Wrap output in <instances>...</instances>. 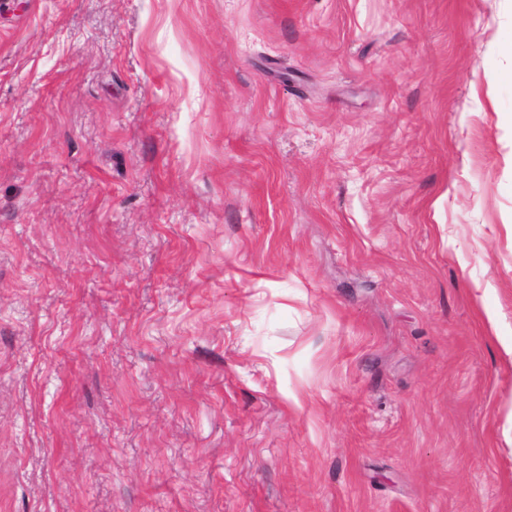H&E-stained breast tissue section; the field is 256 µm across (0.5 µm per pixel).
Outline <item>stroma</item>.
I'll return each mask as SVG.
<instances>
[{
	"instance_id": "35a3bbf8",
	"label": "stroma",
	"mask_w": 512,
	"mask_h": 512,
	"mask_svg": "<svg viewBox=\"0 0 512 512\" xmlns=\"http://www.w3.org/2000/svg\"><path fill=\"white\" fill-rule=\"evenodd\" d=\"M511 41L0 0V512H512Z\"/></svg>"
}]
</instances>
